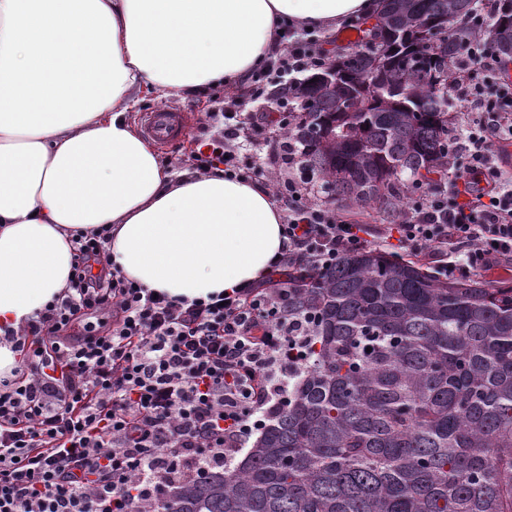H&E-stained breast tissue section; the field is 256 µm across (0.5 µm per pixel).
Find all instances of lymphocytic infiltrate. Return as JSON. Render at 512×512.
<instances>
[{
	"mask_svg": "<svg viewBox=\"0 0 512 512\" xmlns=\"http://www.w3.org/2000/svg\"><path fill=\"white\" fill-rule=\"evenodd\" d=\"M278 44L239 99L206 112L190 161L271 189L279 257L259 281L188 301L114 269L105 231L79 233L68 286L11 333L24 358L0 378V512H153L160 490L233 463L307 367L315 318L296 309L288 268L392 244L446 280L512 271V77L493 48L466 44L451 65L450 97L473 118L448 146L447 180L414 186L374 242L292 180L237 165L259 129L244 102L323 61L291 28Z\"/></svg>",
	"mask_w": 512,
	"mask_h": 512,
	"instance_id": "lymphocytic-infiltrate-1",
	"label": "lymphocytic infiltrate"
}]
</instances>
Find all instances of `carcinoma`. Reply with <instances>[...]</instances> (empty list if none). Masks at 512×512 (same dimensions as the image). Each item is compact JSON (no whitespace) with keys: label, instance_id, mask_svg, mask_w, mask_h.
Returning <instances> with one entry per match:
<instances>
[{"label":"carcinoma","instance_id":"obj_1","mask_svg":"<svg viewBox=\"0 0 512 512\" xmlns=\"http://www.w3.org/2000/svg\"><path fill=\"white\" fill-rule=\"evenodd\" d=\"M498 2L476 31L473 0H383L360 49L288 86L294 151L338 206L394 219L412 183L445 174L435 73L489 33L512 57V0ZM288 282L317 316L309 367L242 460L160 512H512V279L442 281L368 248Z\"/></svg>","mask_w":512,"mask_h":512}]
</instances>
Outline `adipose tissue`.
<instances>
[{
	"instance_id": "obj_1",
	"label": "adipose tissue",
	"mask_w": 512,
	"mask_h": 512,
	"mask_svg": "<svg viewBox=\"0 0 512 512\" xmlns=\"http://www.w3.org/2000/svg\"><path fill=\"white\" fill-rule=\"evenodd\" d=\"M380 0H0V376L25 324L67 287L72 235L192 300L253 283L283 247L270 190L174 174L129 122L132 95L180 98L262 65L283 24L334 32Z\"/></svg>"
}]
</instances>
